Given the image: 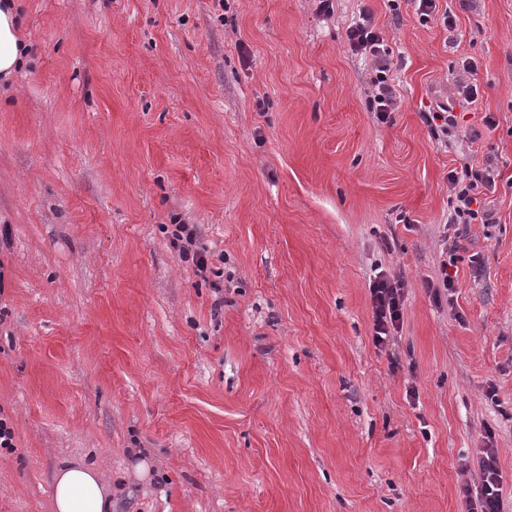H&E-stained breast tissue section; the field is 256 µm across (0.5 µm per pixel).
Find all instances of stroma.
I'll return each mask as SVG.
<instances>
[{"instance_id": "obj_1", "label": "stroma", "mask_w": 512, "mask_h": 512, "mask_svg": "<svg viewBox=\"0 0 512 512\" xmlns=\"http://www.w3.org/2000/svg\"><path fill=\"white\" fill-rule=\"evenodd\" d=\"M16 7L32 54L0 79V512H53L78 462L112 512H458L489 443L512 512V0H438L451 30L412 0ZM365 9L392 52L390 126L348 45ZM463 82L480 95L444 145L421 114ZM469 161L499 172L493 221L457 237L437 303L448 171ZM379 269L406 292L382 349ZM415 2V11L419 15L420 20L429 21L434 20L443 26L445 29H452L456 26V16L450 11H445L438 16L437 0H412ZM179 232L177 239L181 242L180 255L186 260L191 258L196 269L202 273L205 272L208 268L207 250L200 245L197 227L194 224H181Z\"/></svg>"}]
</instances>
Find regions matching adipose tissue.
Masks as SVG:
<instances>
[{"label":"adipose tissue","instance_id":"adipose-tissue-1","mask_svg":"<svg viewBox=\"0 0 512 512\" xmlns=\"http://www.w3.org/2000/svg\"><path fill=\"white\" fill-rule=\"evenodd\" d=\"M18 26L13 0H0V77L12 75L26 62L29 47L20 39ZM53 485L54 512H112V493L91 466L60 467Z\"/></svg>","mask_w":512,"mask_h":512}]
</instances>
